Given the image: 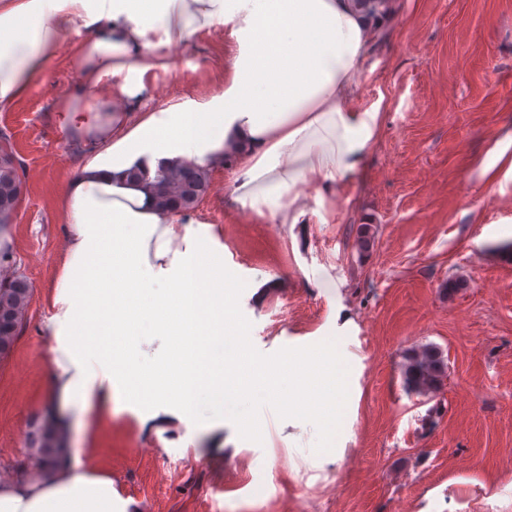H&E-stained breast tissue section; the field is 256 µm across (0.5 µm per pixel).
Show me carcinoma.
<instances>
[{"label": "carcinoma", "mask_w": 512, "mask_h": 512, "mask_svg": "<svg viewBox=\"0 0 512 512\" xmlns=\"http://www.w3.org/2000/svg\"><path fill=\"white\" fill-rule=\"evenodd\" d=\"M19 163L7 149L0 148V221L16 211L23 193ZM130 177L142 182L158 208L172 214H185L208 194L210 180L205 168L189 161L172 165L161 163L155 171L135 166ZM32 296V285L17 271L12 248L0 247V354L12 351ZM448 363L437 346L426 345L404 355L403 381L407 391L419 395L437 392L447 377ZM63 438L56 435L48 420L36 421L26 435V465L20 470L42 468L61 450Z\"/></svg>", "instance_id": "obj_1"}]
</instances>
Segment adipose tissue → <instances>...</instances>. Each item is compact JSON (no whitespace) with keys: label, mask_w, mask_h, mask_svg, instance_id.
Masks as SVG:
<instances>
[{"label":"adipose tissue","mask_w":512,"mask_h":512,"mask_svg":"<svg viewBox=\"0 0 512 512\" xmlns=\"http://www.w3.org/2000/svg\"><path fill=\"white\" fill-rule=\"evenodd\" d=\"M392 11L360 0H0V108L43 77L51 50L80 35L93 103L65 100L84 157L59 197L64 247L45 331L55 365L47 406L102 420L130 387L102 337L117 309L170 330L158 312L207 322L224 309V246L200 217L157 209L127 178L134 164L188 159L230 173L232 201L279 224L318 223L317 207L357 172L379 126L354 108L364 54ZM224 23L237 41L222 91L148 104L146 77L170 49ZM122 76L113 85V76ZM0 512H131L111 476L60 460L0 481Z\"/></svg>","instance_id":"1"}]
</instances>
